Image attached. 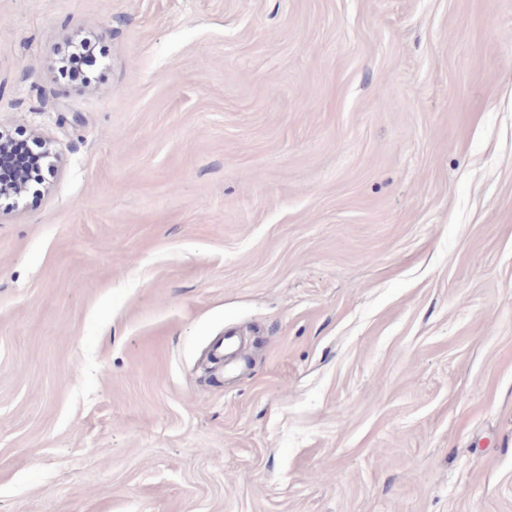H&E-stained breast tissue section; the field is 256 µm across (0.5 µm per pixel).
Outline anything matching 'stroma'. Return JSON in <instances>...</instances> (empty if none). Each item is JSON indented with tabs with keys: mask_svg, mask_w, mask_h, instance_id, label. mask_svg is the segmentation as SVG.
Wrapping results in <instances>:
<instances>
[{
	"mask_svg": "<svg viewBox=\"0 0 512 512\" xmlns=\"http://www.w3.org/2000/svg\"><path fill=\"white\" fill-rule=\"evenodd\" d=\"M4 131L0 512H512V0H0ZM97 48L88 41L81 40L75 46H72L66 59V72L69 77L74 79L80 77L81 80L88 81L91 78V67L96 62ZM12 157L9 162L0 165V184L12 182L17 173L22 172L29 187L32 182H38L45 164L42 151L31 147L29 141L24 138L9 137ZM0 186V195L8 192L15 197H20L25 189L22 176L19 175L15 182L4 188Z\"/></svg>",
	"mask_w": 512,
	"mask_h": 512,
	"instance_id": "obj_1",
	"label": "stroma"
}]
</instances>
